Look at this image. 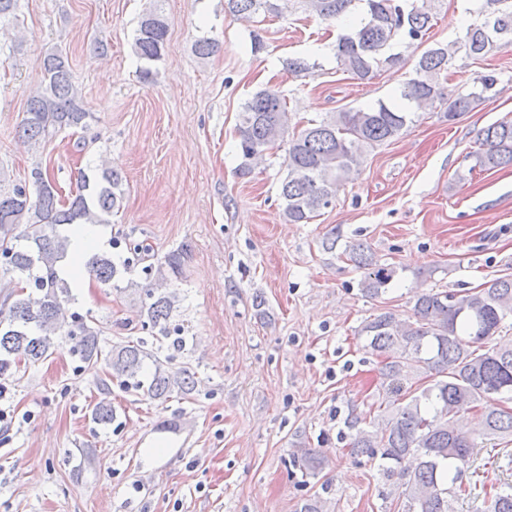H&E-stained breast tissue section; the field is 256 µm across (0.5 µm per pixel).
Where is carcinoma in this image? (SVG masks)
I'll list each match as a JSON object with an SVG mask.
<instances>
[{
  "mask_svg": "<svg viewBox=\"0 0 512 512\" xmlns=\"http://www.w3.org/2000/svg\"><path fill=\"white\" fill-rule=\"evenodd\" d=\"M319 18L330 21L363 4L358 21L337 35V68L357 80L395 67L401 56L395 45L421 41L433 26L437 0H297ZM495 6L479 25H469L456 41L427 50L415 77L399 89L396 100L374 107L341 109L328 118L309 120L291 129L290 104L280 91L265 88L243 105L237 124L241 152L240 175L251 173L253 161L288 142L287 175L281 183L283 212L290 224H309L336 199L351 179L362 155L402 135L417 111L436 102L447 105L442 118L454 122L472 111L492 89L495 79L484 75L470 92H448V73L456 56L484 57L504 38L512 37V0H486ZM278 0H225L224 11L251 20L276 14ZM168 32L161 7L143 13L133 38V50L144 63L140 77L154 78ZM88 112L74 84L68 57L60 51L43 60V80L30 97L21 139L36 144L65 128L89 126ZM472 152L483 170L512 166V120L494 123L478 138ZM123 177L115 169L81 173L80 187L62 197L50 175L32 169L30 182L0 193V270L12 275L15 289L0 309V377L13 374L21 362L45 359L57 340L72 343L70 351L95 367L105 363L107 374L141 390L152 399L173 393L189 394L195 376L187 369L170 373L156 367L148 381L139 379L143 362L151 356L143 344L127 341L103 353L99 332L76 314L65 316L71 301L70 285L57 267L70 240L58 227L71 224H108L122 207ZM24 230L16 232L18 225ZM349 261L363 270L361 290L378 298L397 271L374 261L367 246L353 244ZM90 276L103 285L122 277L121 267L106 255L86 263ZM40 291L34 298L25 285ZM143 309L149 324L167 334L175 307L173 294H155L146 287ZM412 313L403 318L386 309L367 318L358 330L364 347L380 358L381 392L378 405L367 413L351 409L347 419L348 450L377 463L396 496L397 512H451L448 496L461 473L470 467L477 440L512 436V344L495 341L502 322L512 316V275L492 278L475 289L455 293L417 289ZM468 410L481 412L477 423L461 419ZM306 474L315 477L324 459L316 449L301 455ZM482 512H512V483L501 481L484 502Z\"/></svg>",
  "mask_w": 512,
  "mask_h": 512,
  "instance_id": "obj_1",
  "label": "carcinoma"
}]
</instances>
